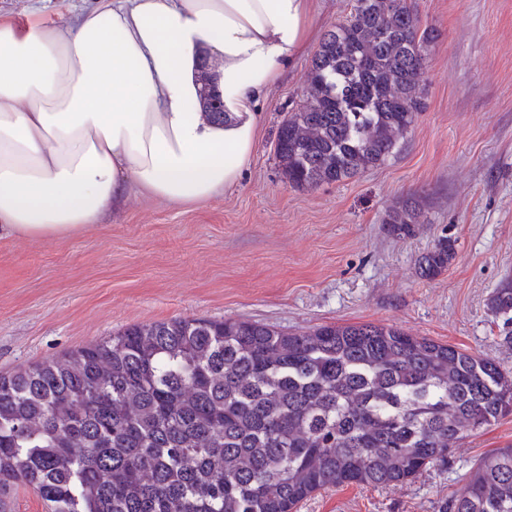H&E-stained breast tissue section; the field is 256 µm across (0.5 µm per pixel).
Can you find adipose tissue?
<instances>
[{
	"instance_id": "adipose-tissue-1",
	"label": "adipose tissue",
	"mask_w": 512,
	"mask_h": 512,
	"mask_svg": "<svg viewBox=\"0 0 512 512\" xmlns=\"http://www.w3.org/2000/svg\"><path fill=\"white\" fill-rule=\"evenodd\" d=\"M314 0H104L72 22L0 16V237L85 231L130 190L171 203L235 185L259 99L304 53ZM223 123L199 110L203 60Z\"/></svg>"
}]
</instances>
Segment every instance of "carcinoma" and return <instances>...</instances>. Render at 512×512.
<instances>
[{
  "label": "carcinoma",
  "mask_w": 512,
  "mask_h": 512,
  "mask_svg": "<svg viewBox=\"0 0 512 512\" xmlns=\"http://www.w3.org/2000/svg\"><path fill=\"white\" fill-rule=\"evenodd\" d=\"M434 39L408 0H355L278 128L288 184L315 188L385 164L424 110ZM215 101L204 95L203 111L222 121ZM422 217L405 199L384 223L408 236ZM454 257V242L437 240L420 276L441 275ZM491 307L512 312L511 278ZM511 413V370L393 327L134 324L0 375V496L29 487L49 512H293L331 487L405 482ZM442 512H512V445L484 455Z\"/></svg>",
  "instance_id": "carcinoma-1"
}]
</instances>
